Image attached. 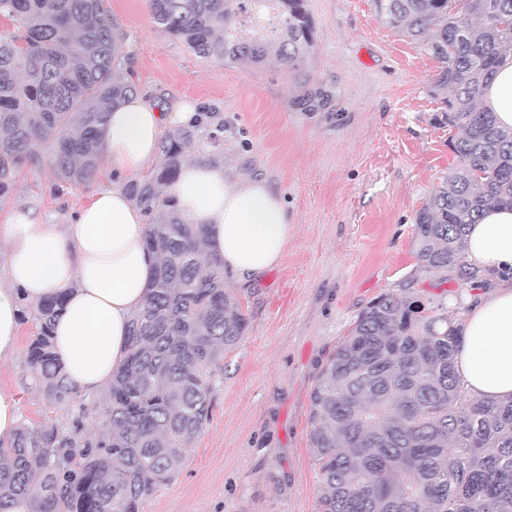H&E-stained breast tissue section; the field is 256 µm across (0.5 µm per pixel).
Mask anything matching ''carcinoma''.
Segmentation results:
<instances>
[{
    "instance_id": "carcinoma-1",
    "label": "carcinoma",
    "mask_w": 512,
    "mask_h": 512,
    "mask_svg": "<svg viewBox=\"0 0 512 512\" xmlns=\"http://www.w3.org/2000/svg\"><path fill=\"white\" fill-rule=\"evenodd\" d=\"M385 22L442 62L435 88L445 122L462 131L460 164L414 219L421 267L459 265L468 226L491 205L512 207V132L480 108L482 85L512 47V0H377ZM152 22L194 54L224 64L273 55L300 69L314 45L306 0H150ZM0 199L25 165L46 162L54 192L86 184L100 160L112 109L135 92L105 0H0ZM293 103L313 111L327 94L305 85ZM224 155V124L199 112L166 136L154 170L125 184L146 218L160 262L131 322L123 369L97 410L74 393L52 351L63 301L37 305L28 370L47 400L77 407L68 426L20 423L0 444V508L34 512H139L180 470L210 421L215 370L248 321L225 287L224 262L201 249L159 187L186 147ZM454 322L409 291L382 293L358 316L310 394L309 449L321 474L318 512H512V399L473 398L456 371Z\"/></svg>"
}]
</instances>
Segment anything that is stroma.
Returning <instances> with one entry per match:
<instances>
[{"label": "stroma", "instance_id": "35a3bbf8", "mask_svg": "<svg viewBox=\"0 0 512 512\" xmlns=\"http://www.w3.org/2000/svg\"><path fill=\"white\" fill-rule=\"evenodd\" d=\"M137 91L165 111L183 103L224 125L231 177H260L281 195L292 231L279 263L232 286L248 319L216 370L209 423L178 475L140 512H316L321 475L309 450V398L321 367L379 294L414 297L459 320L470 294L503 278L420 268L414 217L458 159L434 89L440 62L380 17L376 0H307L315 45L302 72L276 58L231 66L200 58L157 29L148 0H105ZM327 90L325 109L291 99L301 77ZM49 168L21 170L0 199V224L21 201L69 223L84 191H51ZM0 390L37 426L70 421L32 384L26 358L0 361Z\"/></svg>", "mask_w": 512, "mask_h": 512}]
</instances>
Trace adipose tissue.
<instances>
[{
  "instance_id": "1",
  "label": "adipose tissue",
  "mask_w": 512,
  "mask_h": 512,
  "mask_svg": "<svg viewBox=\"0 0 512 512\" xmlns=\"http://www.w3.org/2000/svg\"><path fill=\"white\" fill-rule=\"evenodd\" d=\"M480 105L512 130V50L500 57ZM193 107L164 112L134 94L110 114L102 134L103 185L87 195L66 232L31 203L16 205L0 225V358L17 353L23 302L62 296L53 350L69 384L92 393L122 369L133 314L147 302L156 260L144 242V217L113 175L140 176L158 154L164 130L192 124ZM180 215L203 225L206 249L238 282L260 279L288 243V212L264 179H232L223 167L198 158L185 162L165 188ZM464 261L493 274H512V209L486 210L471 225ZM457 367L478 398L512 397V285L468 303Z\"/></svg>"
}]
</instances>
